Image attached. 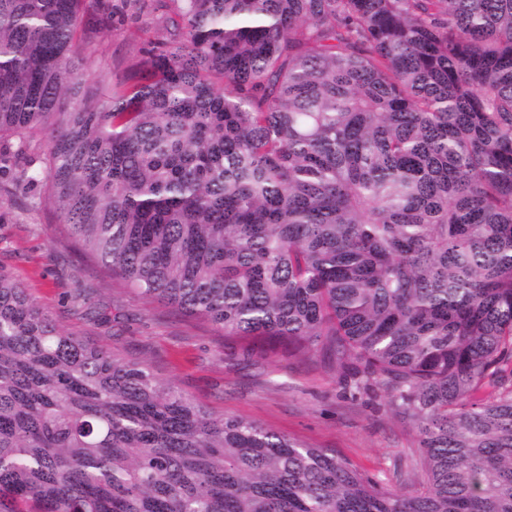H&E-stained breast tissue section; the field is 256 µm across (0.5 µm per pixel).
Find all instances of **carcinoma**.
Listing matches in <instances>:
<instances>
[{
    "mask_svg": "<svg viewBox=\"0 0 512 512\" xmlns=\"http://www.w3.org/2000/svg\"><path fill=\"white\" fill-rule=\"evenodd\" d=\"M104 2L0 0V190L248 357L321 346L423 480L218 416L0 269V512H512V0H156L108 94Z\"/></svg>",
    "mask_w": 512,
    "mask_h": 512,
    "instance_id": "cac0c4a2",
    "label": "carcinoma"
}]
</instances>
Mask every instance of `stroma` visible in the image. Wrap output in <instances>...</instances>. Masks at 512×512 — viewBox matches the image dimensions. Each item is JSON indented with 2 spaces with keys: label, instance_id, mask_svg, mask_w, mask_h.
Returning a JSON list of instances; mask_svg holds the SVG:
<instances>
[{
  "label": "stroma",
  "instance_id": "35a3bbf8",
  "mask_svg": "<svg viewBox=\"0 0 512 512\" xmlns=\"http://www.w3.org/2000/svg\"><path fill=\"white\" fill-rule=\"evenodd\" d=\"M161 16L151 6L117 10L84 51L91 77L108 87L123 81ZM0 268L22 282L60 328L148 362L158 377L216 414L332 449L397 490L417 487L420 450L383 396L342 388L335 367L318 350L244 360L246 340L146 301L82 257L59 228L51 203L34 210L27 198L0 191ZM79 293L84 303L77 307Z\"/></svg>",
  "mask_w": 512,
  "mask_h": 512
}]
</instances>
